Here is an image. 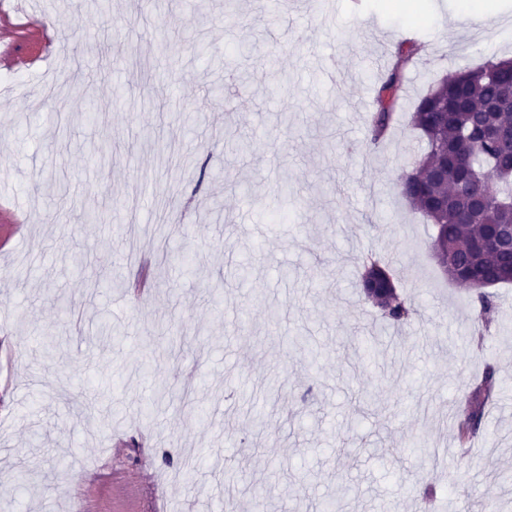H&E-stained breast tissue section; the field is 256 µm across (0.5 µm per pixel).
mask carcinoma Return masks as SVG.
<instances>
[{
	"mask_svg": "<svg viewBox=\"0 0 512 512\" xmlns=\"http://www.w3.org/2000/svg\"><path fill=\"white\" fill-rule=\"evenodd\" d=\"M419 50L414 42L400 44L381 81L369 122L374 143L395 118L405 70ZM411 124L425 149L399 192L433 224L438 264L450 280L475 292L477 320L488 327L500 313L489 288L512 283V246L499 240L501 230L512 225V60H491L441 80L415 103ZM478 196L486 197V203L476 205ZM357 287L383 320L396 325L410 320L414 309L400 298L392 270L381 258L363 263ZM497 389L496 371L487 366L465 396L460 446L481 435ZM250 507L272 512L271 498L256 488Z\"/></svg>",
	"mask_w": 512,
	"mask_h": 512,
	"instance_id": "1",
	"label": "carcinoma"
}]
</instances>
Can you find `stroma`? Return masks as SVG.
Instances as JSON below:
<instances>
[{
    "instance_id": "1",
    "label": "stroma",
    "mask_w": 512,
    "mask_h": 512,
    "mask_svg": "<svg viewBox=\"0 0 512 512\" xmlns=\"http://www.w3.org/2000/svg\"><path fill=\"white\" fill-rule=\"evenodd\" d=\"M412 2L337 0L325 20L314 0L279 12L112 0L102 20L94 0H46L45 14L13 17L15 60L0 65L12 84L0 96V512H222L230 494L250 512L255 484L279 512L332 500L340 512H512V285L495 287L500 318L477 342L471 293L446 280L432 224L398 189L423 149L415 102L449 72L512 58V0H480L479 21L462 0ZM243 33L254 49L238 56ZM410 33L424 56L375 144V91ZM51 34L65 61L29 60ZM235 69L251 78L227 86ZM93 72L114 100L100 126L77 121L85 98L46 92ZM178 107L205 115L204 131L181 127ZM106 130L111 159H90ZM230 133L255 137L254 151L232 155ZM49 179L84 210L122 204L121 220L65 221ZM139 252L156 289L99 287L135 278ZM369 252L390 258L415 308L407 324L385 325L359 295ZM105 317L120 344L99 341ZM47 333L63 349L53 360ZM488 365L497 395L464 455L455 418ZM158 380L191 406L148 400ZM424 482L436 489L426 508Z\"/></svg>"
}]
</instances>
